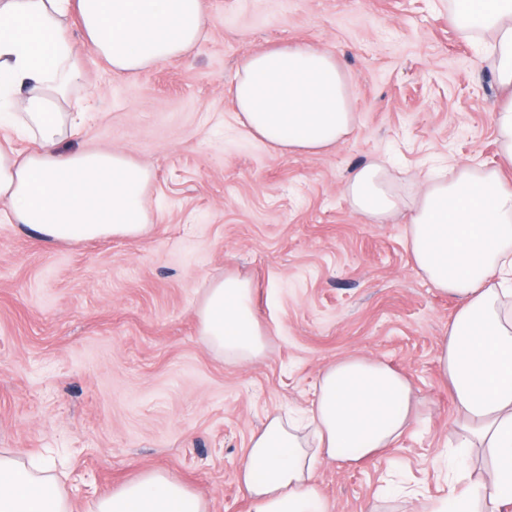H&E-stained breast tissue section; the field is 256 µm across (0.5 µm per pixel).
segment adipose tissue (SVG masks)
I'll return each instance as SVG.
<instances>
[{"mask_svg":"<svg viewBox=\"0 0 512 512\" xmlns=\"http://www.w3.org/2000/svg\"><path fill=\"white\" fill-rule=\"evenodd\" d=\"M75 22L111 71L135 72L195 48L205 0H0V126L28 142L0 143V222L48 243L135 238L151 224V170L117 150L64 147L83 122L69 109L85 86ZM448 23L484 43L498 84L512 92V0H448ZM233 97L247 130L289 155L335 147L357 126L345 73L310 45L245 56ZM494 123V167H459L410 200L378 162L359 166L345 186L357 213L379 224L404 218L415 266L457 302L438 343L439 371L461 447L484 448L492 467L463 491L419 499L418 512H512V103L496 109ZM252 294L250 281L229 275L210 282L197 310L206 342L241 361L266 345ZM412 400L409 379L385 363L348 357L326 366L301 417L268 416L251 436L238 475L248 512H329L319 466L384 455L413 426ZM0 512H72L64 472L0 451ZM93 512H208V503L175 473L149 470Z\"/></svg>","mask_w":512,"mask_h":512,"instance_id":"adipose-tissue-1","label":"adipose tissue"}]
</instances>
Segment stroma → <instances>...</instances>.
I'll use <instances>...</instances> for the list:
<instances>
[{
    "instance_id": "stroma-1",
    "label": "stroma",
    "mask_w": 512,
    "mask_h": 512,
    "mask_svg": "<svg viewBox=\"0 0 512 512\" xmlns=\"http://www.w3.org/2000/svg\"><path fill=\"white\" fill-rule=\"evenodd\" d=\"M187 55L117 74L70 34L96 100L77 146L146 164L151 228L135 239L49 244L0 223V448L65 467L74 512L146 470L177 473L210 512H247L237 474L267 416L303 410L321 370L358 355L413 386L420 421L383 457L323 465L330 512H412L398 491L448 490L459 456L438 342L456 301L414 266L405 224L371 223L345 193L385 160L398 189L433 170L494 165L501 98L483 49L448 24V0H206ZM309 44L353 86L355 133L336 148L281 153L241 125L232 97L247 54ZM254 288L264 355H217L196 311L207 282Z\"/></svg>"
}]
</instances>
